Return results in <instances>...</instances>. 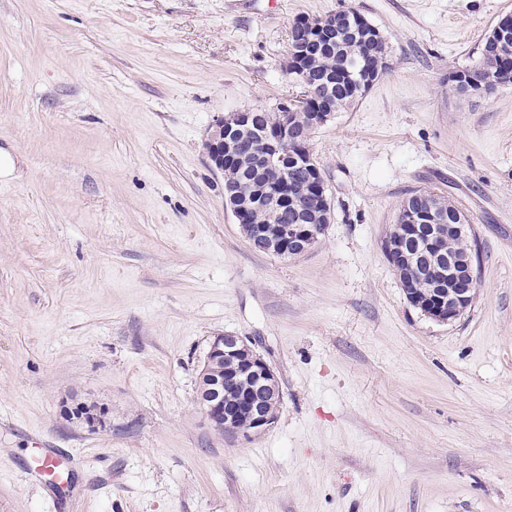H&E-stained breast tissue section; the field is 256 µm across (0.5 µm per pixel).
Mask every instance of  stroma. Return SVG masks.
I'll return each instance as SVG.
<instances>
[{
    "mask_svg": "<svg viewBox=\"0 0 512 512\" xmlns=\"http://www.w3.org/2000/svg\"><path fill=\"white\" fill-rule=\"evenodd\" d=\"M361 14L386 68L310 145L333 203L256 250L204 147L299 96L292 24ZM512 0H0V512H512V84L458 94ZM419 191L471 219L476 297L439 323L384 252ZM282 401L258 435L198 402L214 337ZM107 407L91 432L65 407ZM61 492L29 479L41 444Z\"/></svg>",
    "mask_w": 512,
    "mask_h": 512,
    "instance_id": "obj_1",
    "label": "stroma"
}]
</instances>
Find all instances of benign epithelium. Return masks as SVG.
I'll return each instance as SVG.
<instances>
[{
	"label": "benign epithelium",
	"mask_w": 512,
	"mask_h": 512,
	"mask_svg": "<svg viewBox=\"0 0 512 512\" xmlns=\"http://www.w3.org/2000/svg\"><path fill=\"white\" fill-rule=\"evenodd\" d=\"M512 41V17L507 15L496 26L490 42L495 50H500L508 41ZM319 41L309 35H300L288 45L284 59V70L290 74L300 70L302 59L308 55L310 44ZM493 79L487 76V71L479 70V74L469 73L466 91L469 94L488 93L487 85ZM306 110V106L296 98L282 104L275 114L273 130L267 136L250 145H245L232 139V135L241 127L254 122L260 117L261 109H246L228 112L217 118L211 126L205 149L212 166L219 172H225L233 154L246 150L262 152L272 158H291L302 160L309 168L311 177L301 186H290L287 180L281 178V169L272 166L273 181L276 189L272 203L286 204L291 202L298 212L305 209L312 194L322 196L324 217L331 220V199L326 192V184L308 139L301 138L296 127L297 114ZM225 201L232 214L240 224L246 238L254 243L268 242L288 249L287 256H298L309 251L324 233L323 224H254L237 203V192L225 186ZM422 224L429 225V232L422 248L428 253L442 255L448 252L453 241H470L473 238V224L448 223V217L433 207L430 202L419 209L404 203L401 205L397 224L394 225L393 235L384 244L388 261L393 256L400 255L399 243L403 237H412L419 232ZM478 254L475 248H470L465 261H448V291H429L425 299H419L416 294L410 295V302L428 318L440 322L451 323L457 320L470 308L475 299L477 283ZM220 361L227 363L224 374L234 382H248L249 394L246 397L249 428L246 432L261 433L269 429L277 419V410L282 400V394L277 374L259 353L255 351L242 337L226 333L217 336L210 343L207 360L201 371L199 402L212 427L225 433H237L236 417L224 406L225 379L209 374V366ZM90 430H106L110 427V418L101 411H94L79 417Z\"/></svg>",
	"instance_id": "obj_1"
}]
</instances>
